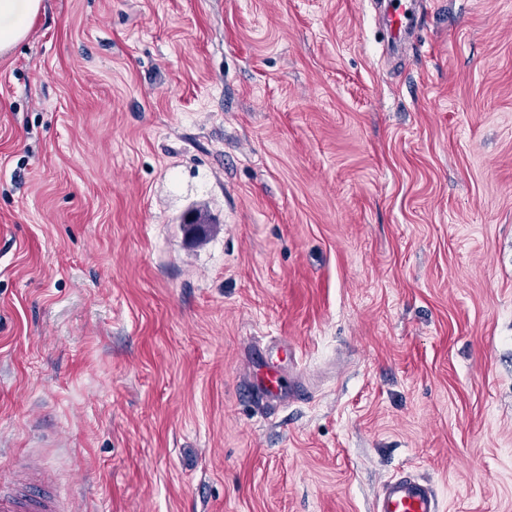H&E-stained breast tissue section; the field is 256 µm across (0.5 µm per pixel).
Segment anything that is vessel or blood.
<instances>
[{
	"instance_id": "obj_1",
	"label": "vessel or blood",
	"mask_w": 512,
	"mask_h": 512,
	"mask_svg": "<svg viewBox=\"0 0 512 512\" xmlns=\"http://www.w3.org/2000/svg\"><path fill=\"white\" fill-rule=\"evenodd\" d=\"M28 468V482L0 483V512H65L63 495L48 489L42 463L29 462ZM375 512H438V500L428 485L404 474L385 483Z\"/></svg>"
}]
</instances>
